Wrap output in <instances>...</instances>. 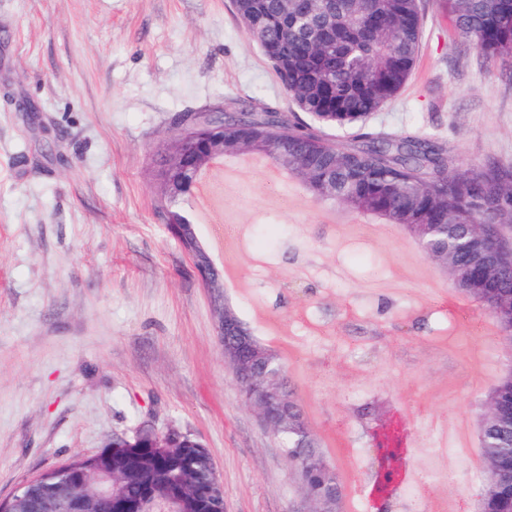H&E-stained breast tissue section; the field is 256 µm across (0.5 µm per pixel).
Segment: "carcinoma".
Segmentation results:
<instances>
[{
  "mask_svg": "<svg viewBox=\"0 0 512 512\" xmlns=\"http://www.w3.org/2000/svg\"><path fill=\"white\" fill-rule=\"evenodd\" d=\"M460 36L489 59H512V0H448ZM246 33L263 49L283 88L302 112L327 125H351L391 100L410 76L420 47V0H233ZM224 151L265 156L316 201L341 203L397 227L477 304L512 348V171L463 168L427 137L362 133L347 146L304 128L294 116L241 108L224 113ZM189 193L166 180L169 202ZM224 353L241 361V389L274 392L280 408L272 435L288 457L302 512H346L336 466L321 448L287 366L224 308ZM484 395L477 448L483 477L471 486V512H512V351ZM372 448L395 443L371 407L358 412ZM184 436L152 470H120L112 484L126 494L142 482L208 485L209 453ZM400 456L382 455L386 486Z\"/></svg>",
  "mask_w": 512,
  "mask_h": 512,
  "instance_id": "1",
  "label": "carcinoma"
}]
</instances>
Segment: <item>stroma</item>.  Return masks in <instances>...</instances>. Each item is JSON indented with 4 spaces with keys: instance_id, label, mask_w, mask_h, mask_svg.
Listing matches in <instances>:
<instances>
[{
    "instance_id": "stroma-1",
    "label": "stroma",
    "mask_w": 512,
    "mask_h": 512,
    "mask_svg": "<svg viewBox=\"0 0 512 512\" xmlns=\"http://www.w3.org/2000/svg\"><path fill=\"white\" fill-rule=\"evenodd\" d=\"M415 69L364 127L424 134L456 164L512 168V80L450 25L447 0H420ZM239 104L295 110L232 0H0V498L43 472L103 450L142 423L199 438L224 484V512H298L288 459L244 403L224 359L210 296L167 224L162 160L188 116ZM206 167L221 203L180 202L225 294L262 338L321 296L376 327L365 395L343 343L308 341L291 367L318 433L359 409L417 426L476 432L473 406L496 381L502 343L467 329L432 335L425 303L444 276L399 229L313 200L258 156ZM257 226L218 243L216 220ZM306 263L317 294H281ZM427 317L423 330L413 316Z\"/></svg>"
}]
</instances>
